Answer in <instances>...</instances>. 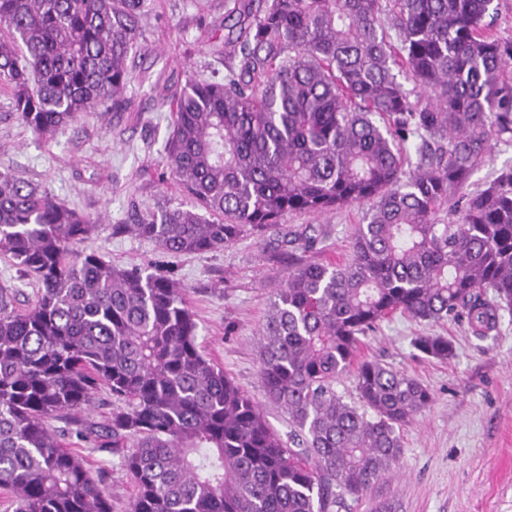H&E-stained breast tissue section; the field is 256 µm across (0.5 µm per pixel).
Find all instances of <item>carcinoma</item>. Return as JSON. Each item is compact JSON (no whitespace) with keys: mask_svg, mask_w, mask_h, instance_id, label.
<instances>
[{"mask_svg":"<svg viewBox=\"0 0 512 512\" xmlns=\"http://www.w3.org/2000/svg\"><path fill=\"white\" fill-rule=\"evenodd\" d=\"M144 3L0 0V84L19 121L47 140L117 106ZM491 4L234 0L224 79L193 78L169 98L167 162L195 205L135 210L116 230L200 254L293 212L368 206L348 262L288 269L262 333L260 374L288 414L286 442L202 353L182 286L79 248L96 228L89 215L0 171V257L38 285L24 310L0 286L5 512H112L48 424L101 387L110 420L79 436L120 455L136 486L130 512H341L391 468L400 430L432 394L357 361L361 337L399 312L462 318L484 338L512 308V168L462 192L493 144L512 140V40L493 33ZM414 346L454 353L444 336ZM353 367L356 403L333 387Z\"/></svg>","mask_w":512,"mask_h":512,"instance_id":"1","label":"carcinoma"}]
</instances>
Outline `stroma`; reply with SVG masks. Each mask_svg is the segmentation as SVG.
I'll return each mask as SVG.
<instances>
[{
    "mask_svg": "<svg viewBox=\"0 0 512 512\" xmlns=\"http://www.w3.org/2000/svg\"><path fill=\"white\" fill-rule=\"evenodd\" d=\"M142 35L127 65L134 75L118 109L93 108L43 141L18 121L11 95L0 86V170L48 189L69 207L97 219L83 249L121 267L171 276L199 328L203 354L254 400L264 403L270 427L288 435V416L267 405L258 341L277 290L288 273L284 234L314 228L309 260L343 262L365 207L320 216L292 213L279 229L247 236L221 250L175 256L154 242L113 225L132 209L167 202L192 206L179 191L164 147L171 132L165 101L189 75L223 73L225 0H147ZM444 336L454 355L441 361L413 346L419 336ZM362 358L418 379L430 404L401 431L403 453L390 473L372 485L349 512H371L381 502L395 512H512V311L502 310L486 338L466 322H420L396 314L362 340ZM112 501L128 512L135 494L118 455L67 433Z\"/></svg>",
    "mask_w": 512,
    "mask_h": 512,
    "instance_id": "35a3bbf8",
    "label": "stroma"
}]
</instances>
